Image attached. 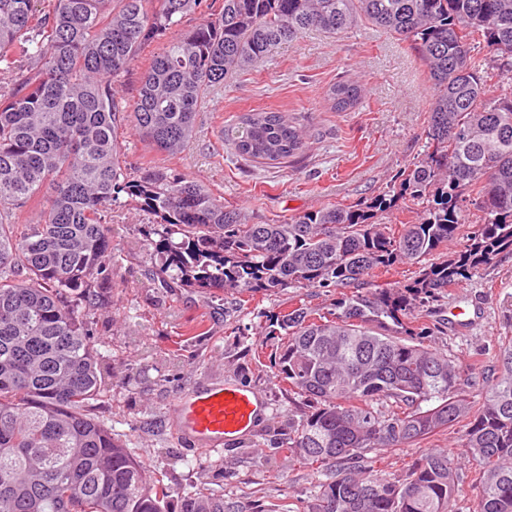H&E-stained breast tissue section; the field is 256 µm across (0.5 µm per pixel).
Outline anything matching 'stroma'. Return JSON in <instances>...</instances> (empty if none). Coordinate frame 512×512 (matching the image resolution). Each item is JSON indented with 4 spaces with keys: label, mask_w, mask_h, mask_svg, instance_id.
Segmentation results:
<instances>
[{
    "label": "stroma",
    "mask_w": 512,
    "mask_h": 512,
    "mask_svg": "<svg viewBox=\"0 0 512 512\" xmlns=\"http://www.w3.org/2000/svg\"><path fill=\"white\" fill-rule=\"evenodd\" d=\"M343 81L361 84L364 93L356 106L337 112L326 92ZM431 94L423 59L380 29L363 23L338 35L311 30L212 88L181 153L158 152L127 129L119 138L128 166L189 175L250 222L282 224L323 206L369 201L397 184L424 152ZM260 110L303 125L306 145L299 156L278 163L235 152L227 130ZM111 230V302L82 312L108 380L93 415L162 481L170 500L205 487L222 495L231 512H311L326 474L300 462L290 446L288 420L300 417L306 403L271 365L285 337L265 328L298 305L328 307L342 290L173 291L156 278L162 256L151 215L131 204L114 208ZM511 305L512 252L413 315L438 324L431 348L480 373L493 368L499 342L512 336ZM452 308L475 314V321L452 325ZM219 379L256 389L269 411L249 436L217 453L182 443L171 410L189 388ZM463 431L459 423L368 458L375 469L401 479L430 450L456 451Z\"/></svg>",
    "instance_id": "obj_1"
}]
</instances>
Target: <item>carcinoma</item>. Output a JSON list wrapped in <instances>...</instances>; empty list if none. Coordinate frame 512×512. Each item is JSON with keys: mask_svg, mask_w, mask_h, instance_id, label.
<instances>
[{"mask_svg": "<svg viewBox=\"0 0 512 512\" xmlns=\"http://www.w3.org/2000/svg\"><path fill=\"white\" fill-rule=\"evenodd\" d=\"M0 0V512H225L199 491L172 510L142 462L90 413L106 381L80 309L101 304L112 279L107 217L120 194L181 241L166 248L167 288L253 292L350 288L331 316L304 305L276 318L288 337L279 373L311 405L288 419L299 459L329 466L312 512H448L458 460L418 459L405 478L371 468L365 453L396 451L466 421L461 448L481 467L474 512H512V338L471 400L472 368L424 344L434 328L412 310L512 251V0ZM368 22L409 44L433 81L423 156L398 186L356 209L322 207L284 224H250L197 180L163 167L132 171L118 139L129 128L176 154L195 114L227 75L268 58L310 29ZM168 37L140 79L133 110L115 83L145 44ZM489 70L472 61L478 41ZM332 107L361 97L332 85ZM236 151L277 162L304 135L281 112L243 115ZM50 190L32 224L12 216ZM423 205L398 234L380 217ZM484 221L471 233L462 204ZM457 240L410 283L365 293V277ZM391 402L378 413L372 402Z\"/></svg>", "mask_w": 512, "mask_h": 512, "instance_id": "obj_1", "label": "carcinoma"}]
</instances>
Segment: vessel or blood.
I'll return each mask as SVG.
<instances>
[{"label":"vessel or blood","mask_w":512,"mask_h":512,"mask_svg":"<svg viewBox=\"0 0 512 512\" xmlns=\"http://www.w3.org/2000/svg\"><path fill=\"white\" fill-rule=\"evenodd\" d=\"M267 408L252 388L239 382H217L186 391L172 414L184 442L218 452L225 444L249 435Z\"/></svg>","instance_id":"1"}]
</instances>
